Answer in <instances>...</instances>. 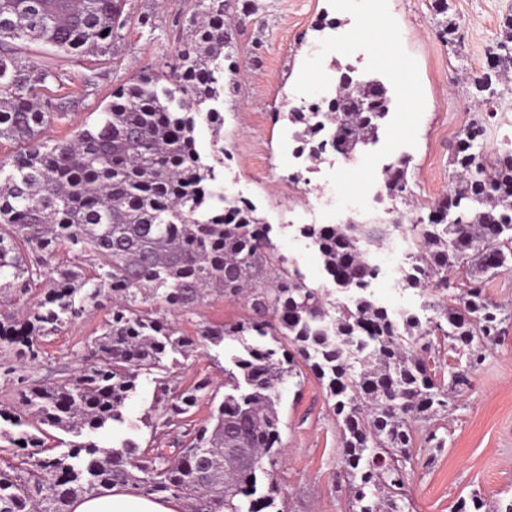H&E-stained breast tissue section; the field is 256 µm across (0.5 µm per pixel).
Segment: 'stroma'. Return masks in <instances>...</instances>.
<instances>
[{"label": "stroma", "mask_w": 512, "mask_h": 512, "mask_svg": "<svg viewBox=\"0 0 512 512\" xmlns=\"http://www.w3.org/2000/svg\"><path fill=\"white\" fill-rule=\"evenodd\" d=\"M440 14L434 0H251L241 23L231 32V50L239 63L224 77L221 146L225 162L216 163V183L227 198L245 195L270 225L278 256L301 268L315 287L342 291L323 270L318 252L298 231L304 224L356 221L387 224L394 219L427 218L432 202L444 199L452 184L451 156L461 131L479 123L483 134L475 151L494 165L503 142L512 139V81L493 84L485 99L476 78L486 72L489 52L512 16V0H445ZM127 39L117 56H86L64 65L60 83H47L41 98L67 97V118L43 131L50 140L70 136L109 102L117 85L143 71L164 70L179 45L180 24L196 11L193 0H127ZM151 24L141 27V16ZM382 21L392 33L389 49L406 63L409 89L394 70L384 68L373 41L356 35L362 18ZM455 23L458 33L446 40L443 28ZM350 38L348 54L328 52L334 35ZM356 75L378 77L392 98L390 121L376 143L362 147L356 162L327 156L306 181H296L299 166L288 152L286 136L291 109L303 99L330 97L346 68ZM408 156V193L374 202L382 185V166ZM382 274L372 286L379 303L392 310H412L428 317L424 302L443 306L460 296V270L449 271L450 286L432 282L411 287L398 269L396 253L374 254ZM110 308H87L83 316L57 334L42 337L39 363L25 365L15 351L0 350V362L14 366L0 376V405L16 407L17 379L50 381L61 371L77 369L86 345L100 335ZM250 313L246 301L207 297L188 312L174 316L182 333L195 337L207 326L233 324ZM498 344L482 349L469 375L470 384L451 397L445 411L416 424L415 464L406 482L405 512H455L459 499L481 497L488 505L512 502V319ZM238 351L234 342L197 345L192 353L168 361L171 384L182 388L209 379L188 418L200 423L224 397V373ZM281 389L279 417L283 451L274 478L281 488V512H349L348 493L340 476V431L327 389L305 365ZM153 376L139 378L136 394L123 408L127 435L140 448L166 447L164 429L155 425L157 401Z\"/></svg>", "instance_id": "obj_1"}]
</instances>
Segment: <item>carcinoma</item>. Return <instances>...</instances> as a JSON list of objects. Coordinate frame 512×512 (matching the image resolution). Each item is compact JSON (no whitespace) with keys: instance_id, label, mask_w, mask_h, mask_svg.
<instances>
[{"instance_id":"obj_1","label":"carcinoma","mask_w":512,"mask_h":512,"mask_svg":"<svg viewBox=\"0 0 512 512\" xmlns=\"http://www.w3.org/2000/svg\"><path fill=\"white\" fill-rule=\"evenodd\" d=\"M126 0H0V140L20 149L0 158V291L22 297L40 287L23 321L0 314V348L17 346L25 364L40 361V338L74 323L90 305L111 304L102 333L86 347L75 375L28 382L21 401L49 428L78 440L56 454L25 430L27 422L0 408V437L24 442L25 458L0 471V512H71L74 500L116 486L146 496L188 501L189 512H280L274 480L281 457L278 406L281 387L297 375L295 358L326 383L340 426L341 467L351 507L359 512H403L399 501L413 461L414 426L446 407L449 389L469 384V370L451 372V387L437 380L424 353L430 331L420 318L393 314L370 292L380 269L368 259L383 240L376 224H309L304 235L317 247L326 274L351 290L348 302H332L308 285L298 269H285L256 208L224 210L211 190L214 166L197 148L205 120L217 138L224 119L195 105L220 93L224 72L237 62L225 52L238 19V0H198L199 14L182 29L168 71H147L117 86L111 100L73 136L52 143L43 129L67 115L61 98L41 101L36 90L58 79L60 62L114 53L127 26ZM499 42L501 67L512 68V18ZM107 35H102L103 31ZM48 55L32 64L22 54ZM371 111L337 96L343 112L330 130L336 153L355 157L378 138L388 116L387 88L365 89ZM295 138L313 156L323 153L319 128L304 112L289 113ZM482 135L475 123L457 141L452 205H439L411 225L424 241L406 278L414 288L463 267L469 284L455 306L437 310L435 329L453 348L476 356L496 343L501 308L480 289L483 277L512 269V151L506 149L484 173L472 152ZM410 159L395 163L386 194L408 190ZM94 257V274L81 265L53 262L58 251ZM252 289V314L230 325L206 328L201 337L218 346L243 342L237 372L227 374L229 392L198 427L173 437L175 448L147 455L125 439L102 447L100 431L124 423L122 409L138 378L183 355L193 342L166 318L144 307L188 311L212 293L237 297ZM283 336L290 349L248 344L245 337ZM209 386L199 381L177 391L159 386L157 425L178 429L179 416ZM247 448L267 469L254 470L224 449Z\"/></svg>"}]
</instances>
